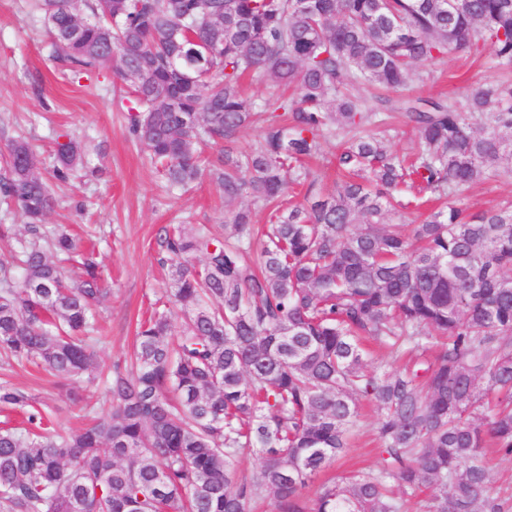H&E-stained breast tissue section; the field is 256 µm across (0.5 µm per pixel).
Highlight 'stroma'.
<instances>
[{
  "mask_svg": "<svg viewBox=\"0 0 512 512\" xmlns=\"http://www.w3.org/2000/svg\"><path fill=\"white\" fill-rule=\"evenodd\" d=\"M491 46L480 54L451 53L425 64L423 79L394 91V98L464 101L474 83H494L503 72L492 62ZM52 56L43 21L27 0H0V150L10 136L23 135L43 162L66 134L82 142L84 165L69 184L55 188L57 204L47 229L80 233L92 225L94 258L108 289L96 317L104 338L94 370L98 383L77 392L59 384L43 366H0V383L31 395L55 430L74 433L107 409L103 376L124 364L133 351L136 328L168 299L169 271L163 267L160 230L168 224H203L215 237L225 234L224 192L210 176L191 190L170 189L127 130L128 99L121 97L112 71L77 77L62 73ZM377 413L361 401L346 452L304 494L314 498L320 482L353 468L378 464Z\"/></svg>",
  "mask_w": 512,
  "mask_h": 512,
  "instance_id": "35a3bbf8",
  "label": "stroma"
}]
</instances>
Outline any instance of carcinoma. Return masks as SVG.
<instances>
[{
  "label": "carcinoma",
  "mask_w": 512,
  "mask_h": 512,
  "mask_svg": "<svg viewBox=\"0 0 512 512\" xmlns=\"http://www.w3.org/2000/svg\"><path fill=\"white\" fill-rule=\"evenodd\" d=\"M56 57L75 74L111 69L133 106L128 132L173 187L204 170L231 209L224 238L199 225L163 229L167 312L140 323L129 363L105 378L110 409L69 435L40 411L34 429H0V512H512L485 458L512 457V205L470 211L464 191L512 159V78L445 100L377 98L417 67L488 44L512 71V0H35ZM258 72L297 99L243 96ZM399 113L420 144L405 162L372 132L378 108ZM486 116L491 130L473 119ZM263 121L257 146L235 148ZM339 136L349 179L315 191L305 161ZM202 143L220 146L205 161ZM85 149L57 143L52 177L67 182ZM303 201L283 207L288 184ZM453 200L422 224H392L421 194ZM244 196L270 209L252 248ZM56 199L22 136L8 140L0 205L25 235L0 255V353L56 376L92 381L97 265L44 221ZM203 257L197 270L191 259ZM401 369L372 365L367 344ZM366 399L376 406L377 468L302 489L349 448ZM31 397L0 385V406ZM260 460L249 479L233 461Z\"/></svg>",
  "instance_id": "obj_1"
}]
</instances>
